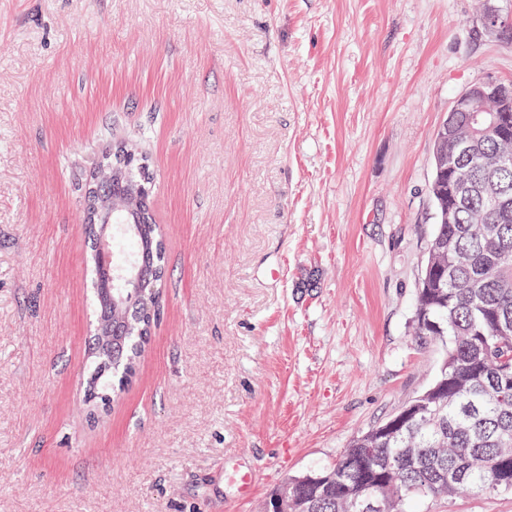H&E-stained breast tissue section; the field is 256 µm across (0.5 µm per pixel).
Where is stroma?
Segmentation results:
<instances>
[{
    "mask_svg": "<svg viewBox=\"0 0 512 512\" xmlns=\"http://www.w3.org/2000/svg\"><path fill=\"white\" fill-rule=\"evenodd\" d=\"M489 10L512 0H0V512H268L430 385L434 138L512 82ZM115 136L147 153L167 284L91 425L81 177Z\"/></svg>",
    "mask_w": 512,
    "mask_h": 512,
    "instance_id": "obj_1",
    "label": "stroma"
}]
</instances>
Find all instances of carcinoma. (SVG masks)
I'll use <instances>...</instances> for the list:
<instances>
[{"label":"carcinoma","instance_id":"carcinoma-1","mask_svg":"<svg viewBox=\"0 0 512 512\" xmlns=\"http://www.w3.org/2000/svg\"><path fill=\"white\" fill-rule=\"evenodd\" d=\"M503 149L491 134L467 160L474 188L457 194L451 174L433 169L429 194L436 228L427 256L448 245V266L427 274L421 269L416 293L418 334L446 346L435 382L446 387L438 399L423 402L413 420L383 437L370 429L352 439L321 478L299 477L288 483V499L295 512H363V504L379 496L378 512H413V504L427 498L452 497L478 489L499 492L503 432L512 434V386L499 396L490 392L494 368L512 363V166L498 171L495 180L509 193L505 206L494 204L482 190L485 167ZM104 164L116 168L109 193L127 200L107 217L94 205L83 234L98 252L103 225L120 230L132 252L130 267L145 269L151 289L140 298L112 307L110 350L91 336L86 372V414L96 422L136 375L139 360L162 319L166 286V246L152 204L153 176L138 145L130 140L112 145ZM457 219L448 223V206ZM95 320L107 314L103 300L116 292L108 261L92 257Z\"/></svg>","mask_w":512,"mask_h":512}]
</instances>
